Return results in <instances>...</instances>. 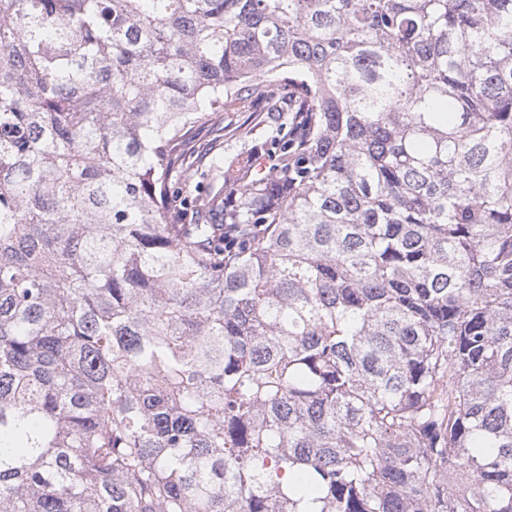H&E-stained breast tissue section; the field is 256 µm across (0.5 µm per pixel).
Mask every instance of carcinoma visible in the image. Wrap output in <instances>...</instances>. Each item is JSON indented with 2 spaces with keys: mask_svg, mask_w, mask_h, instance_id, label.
<instances>
[{
  "mask_svg": "<svg viewBox=\"0 0 512 512\" xmlns=\"http://www.w3.org/2000/svg\"><path fill=\"white\" fill-rule=\"evenodd\" d=\"M0 512H512V0H0ZM251 112H238L240 122L248 119L244 128L247 135L242 138L232 139L224 142V157H233L236 154L248 148V144L261 140L267 133V112H265V103L258 99H253L250 103Z\"/></svg>",
  "mask_w": 512,
  "mask_h": 512,
  "instance_id": "obj_1",
  "label": "carcinoma"
}]
</instances>
